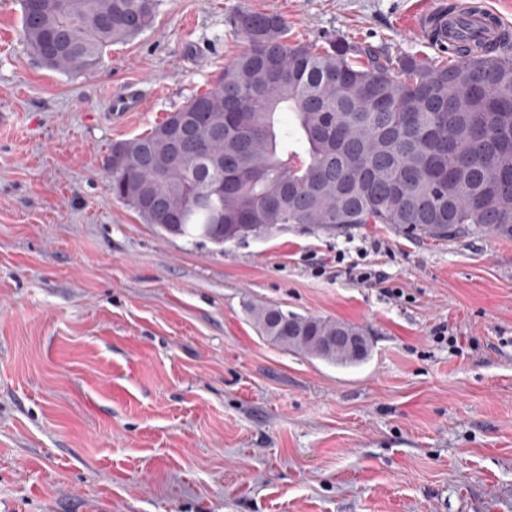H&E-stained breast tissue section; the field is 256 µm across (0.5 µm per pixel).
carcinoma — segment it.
Returning <instances> with one entry per match:
<instances>
[{"instance_id": "cac0c4a2", "label": "carcinoma", "mask_w": 512, "mask_h": 512, "mask_svg": "<svg viewBox=\"0 0 512 512\" xmlns=\"http://www.w3.org/2000/svg\"><path fill=\"white\" fill-rule=\"evenodd\" d=\"M155 11L156 0H21L19 35L43 67L83 74ZM233 32L246 48L209 91L112 143V196L145 223L219 247L284 224L512 237V46L479 42L440 65L343 40L290 41L281 16L247 9ZM243 305L289 351L340 366L371 351L356 324ZM345 332L363 337L362 354L318 345Z\"/></svg>"}]
</instances>
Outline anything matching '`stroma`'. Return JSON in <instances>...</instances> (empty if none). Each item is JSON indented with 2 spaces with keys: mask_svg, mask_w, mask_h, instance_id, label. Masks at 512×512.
Listing matches in <instances>:
<instances>
[{
  "mask_svg": "<svg viewBox=\"0 0 512 512\" xmlns=\"http://www.w3.org/2000/svg\"><path fill=\"white\" fill-rule=\"evenodd\" d=\"M428 2L157 0L150 28L65 75L0 0V512H512V238L287 224L220 248L143 223L105 168L214 86L239 8L295 41L432 57ZM128 86L146 103L118 127ZM247 298L362 326L371 353L277 347Z\"/></svg>",
  "mask_w": 512,
  "mask_h": 512,
  "instance_id": "obj_1",
  "label": "stroma"
}]
</instances>
